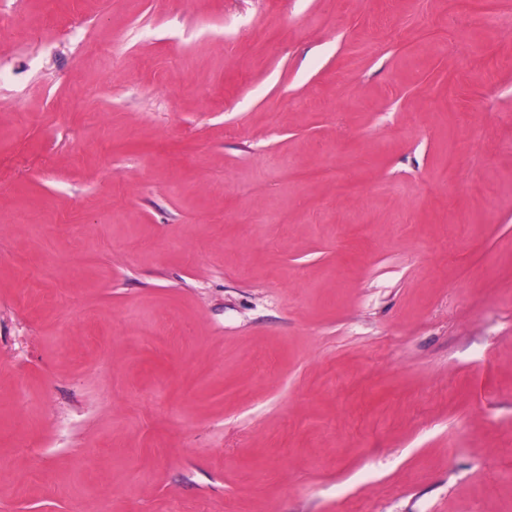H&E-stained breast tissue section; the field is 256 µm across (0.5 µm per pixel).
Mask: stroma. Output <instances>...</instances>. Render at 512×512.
Wrapping results in <instances>:
<instances>
[{
	"label": "stroma",
	"instance_id": "obj_1",
	"mask_svg": "<svg viewBox=\"0 0 512 512\" xmlns=\"http://www.w3.org/2000/svg\"><path fill=\"white\" fill-rule=\"evenodd\" d=\"M0 0V512H512V0Z\"/></svg>",
	"mask_w": 512,
	"mask_h": 512
}]
</instances>
